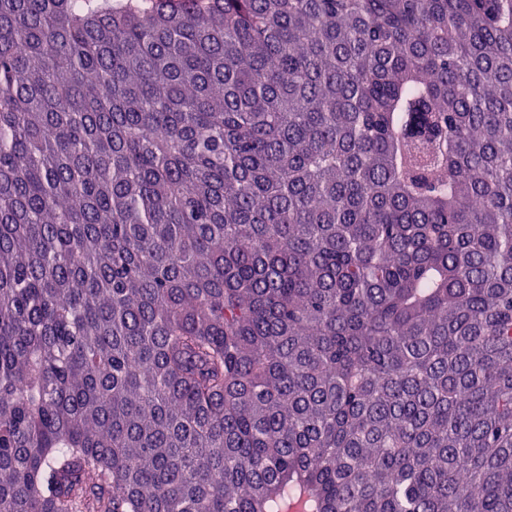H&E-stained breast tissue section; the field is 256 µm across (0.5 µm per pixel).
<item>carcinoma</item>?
Wrapping results in <instances>:
<instances>
[{
	"label": "carcinoma",
	"mask_w": 512,
	"mask_h": 512,
	"mask_svg": "<svg viewBox=\"0 0 512 512\" xmlns=\"http://www.w3.org/2000/svg\"><path fill=\"white\" fill-rule=\"evenodd\" d=\"M0 512H512V0H0Z\"/></svg>",
	"instance_id": "cac0c4a2"
}]
</instances>
